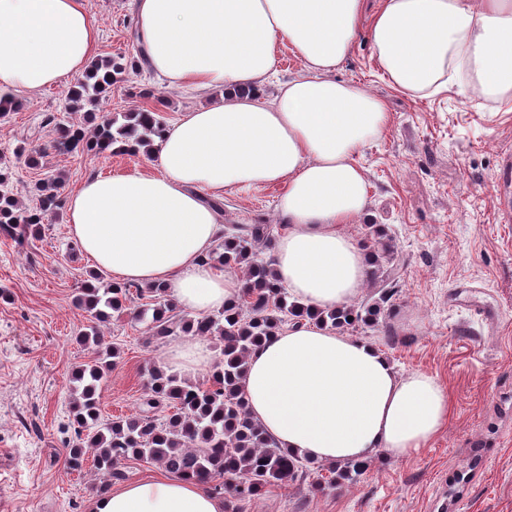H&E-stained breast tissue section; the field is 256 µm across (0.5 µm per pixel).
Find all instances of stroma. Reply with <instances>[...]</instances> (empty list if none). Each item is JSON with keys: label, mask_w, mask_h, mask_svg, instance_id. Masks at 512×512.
<instances>
[{"label": "stroma", "mask_w": 512, "mask_h": 512, "mask_svg": "<svg viewBox=\"0 0 512 512\" xmlns=\"http://www.w3.org/2000/svg\"><path fill=\"white\" fill-rule=\"evenodd\" d=\"M87 6L99 29L98 56L137 50L133 0ZM335 77L389 105L388 126L357 156L370 216L344 230L371 253L365 223L386 225L402 274L379 329L354 336L382 350L398 375L435 377L448 390L451 416L414 456L378 450L357 482L317 491L306 477L270 488L244 512H512V214L503 212L498 178L512 166V101L476 93L466 73L436 95L408 98L383 77L363 34ZM68 92L64 85L21 95V109L0 117V167L20 200L30 201L34 178L15 155L23 144L44 150L42 163L62 175L64 196L92 175L155 173L142 154L51 150ZM151 93L162 96L168 121L208 99L168 87L145 67L115 83L97 109L134 112ZM279 195L275 186L226 192L224 221L279 224ZM93 268L64 218L22 243L0 235V512H88L97 494L93 469L66 466L75 438L72 374L95 357L75 339L87 325L75 298ZM100 333L123 345L103 381L102 418L137 413L153 368L197 383L212 374L169 364L179 337L153 336L129 316H113Z\"/></svg>", "instance_id": "stroma-1"}]
</instances>
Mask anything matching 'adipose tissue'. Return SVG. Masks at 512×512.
Returning a JSON list of instances; mask_svg holds the SVG:
<instances>
[{"label": "adipose tissue", "mask_w": 512, "mask_h": 512, "mask_svg": "<svg viewBox=\"0 0 512 512\" xmlns=\"http://www.w3.org/2000/svg\"><path fill=\"white\" fill-rule=\"evenodd\" d=\"M141 47L171 85L214 93L155 139L156 175L86 179L66 222L114 283L162 286L204 316L236 302L241 283L206 262L224 238L206 195L277 185L282 229L272 268L314 310L347 303L367 278L363 245L342 225L366 214L357 155L389 122L384 100L339 81L336 69L366 34L402 94L427 97L467 67L476 87L512 98V0H134ZM99 31L84 0H0V91L28 93L82 74ZM307 74L272 100L262 89L280 45ZM244 400L280 447L313 461L406 458L447 425V389L424 373L398 376L372 343L314 323L264 340L242 378ZM90 512H224L223 498L185 480L134 481L94 497Z\"/></svg>", "instance_id": "adipose-tissue-1"}]
</instances>
